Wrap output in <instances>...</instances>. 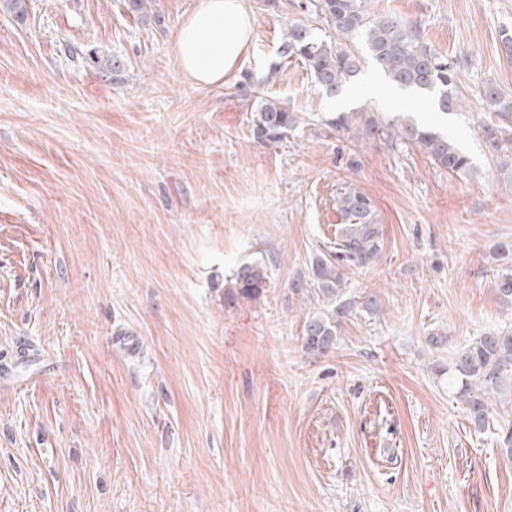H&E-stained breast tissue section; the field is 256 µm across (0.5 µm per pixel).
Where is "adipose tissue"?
Segmentation results:
<instances>
[{
  "instance_id": "adipose-tissue-1",
  "label": "adipose tissue",
  "mask_w": 512,
  "mask_h": 512,
  "mask_svg": "<svg viewBox=\"0 0 512 512\" xmlns=\"http://www.w3.org/2000/svg\"><path fill=\"white\" fill-rule=\"evenodd\" d=\"M253 22L244 0H201L176 31L179 71L199 86L226 83L248 55Z\"/></svg>"
}]
</instances>
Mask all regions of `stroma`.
I'll return each instance as SVG.
<instances>
[{
  "label": "stroma",
  "mask_w": 512,
  "mask_h": 512,
  "mask_svg": "<svg viewBox=\"0 0 512 512\" xmlns=\"http://www.w3.org/2000/svg\"><path fill=\"white\" fill-rule=\"evenodd\" d=\"M0 8V352L43 354L0 391V512H512L500 432H476L441 375L454 350L512 328L494 248L512 253V178L478 130L484 87L512 88L500 33L512 0H365L458 65L466 111L442 114L371 65L326 97L281 55L310 0H245L241 71L300 113L285 139L252 133L255 96L199 87L175 62L199 0H25ZM123 62L121 81L68 59ZM403 110L470 156L463 176L361 128ZM348 113L351 127L330 121ZM351 184L382 251L344 270V296L381 312L335 350L299 352L313 303L288 291L328 250ZM243 262L259 295L224 302ZM134 337L136 353L115 343Z\"/></svg>",
  "instance_id": "obj_1"
}]
</instances>
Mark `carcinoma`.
I'll list each match as a JSON object with an SVG mask.
<instances>
[{"label":"carcinoma","instance_id":"obj_1","mask_svg":"<svg viewBox=\"0 0 512 512\" xmlns=\"http://www.w3.org/2000/svg\"><path fill=\"white\" fill-rule=\"evenodd\" d=\"M311 4L331 32L319 36L302 24H291L285 32L282 54L300 60L321 90L328 86L341 88L359 72L362 63L368 62L398 89L432 94L437 105L440 97L446 96L447 114L467 107L466 97L457 87V70L447 56L424 41L419 29L392 17L371 15L362 0H311ZM125 7L139 20H150L149 0H125ZM91 64L99 72L111 74L114 80L122 70L121 62L114 57L94 56ZM481 98L490 113V119L480 124L481 136L499 168L512 172V90L490 84ZM298 124L296 113L273 99L261 98L253 112V134L262 143L282 140ZM380 135L394 144L420 148L436 166L452 174H465L472 169L469 155L448 134L406 115L366 120L362 136ZM335 202L341 228L334 253L317 254L312 258L308 278L295 279L290 285L295 294L310 293L319 306L302 326L300 348L310 360L336 347L338 331L349 315L380 314L379 303L372 294L363 300L342 297L343 268L368 266L380 254L382 230L376 208L365 193L350 184L337 188ZM265 278L261 264H240L225 287L224 299L230 303L253 300ZM495 288L500 300L512 306V267L506 266L496 274ZM448 385L456 388L474 429L489 427L493 403L512 385V330L486 332L459 347L448 368ZM505 414L502 453L512 462V407Z\"/></svg>","mask_w":512,"mask_h":512}]
</instances>
